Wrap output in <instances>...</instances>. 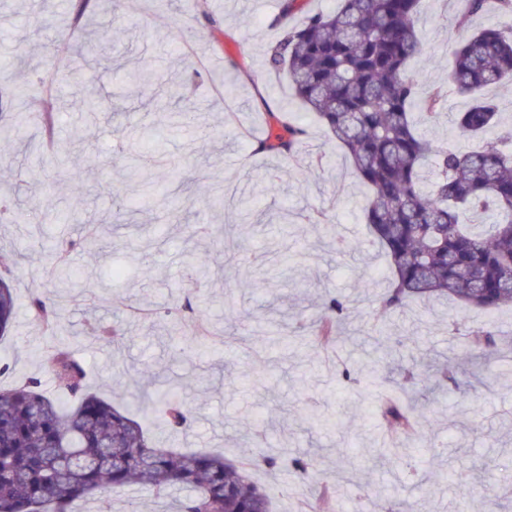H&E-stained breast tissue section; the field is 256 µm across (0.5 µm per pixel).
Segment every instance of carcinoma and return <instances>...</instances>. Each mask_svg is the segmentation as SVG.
<instances>
[{
  "label": "carcinoma",
  "mask_w": 512,
  "mask_h": 512,
  "mask_svg": "<svg viewBox=\"0 0 512 512\" xmlns=\"http://www.w3.org/2000/svg\"><path fill=\"white\" fill-rule=\"evenodd\" d=\"M419 3L341 0L339 8L293 25L300 4L281 0L273 22L280 35L269 45L267 61L288 76L298 99L341 144L370 190L363 220L389 259L382 312L449 296L492 315L512 307V129L500 126L497 102L487 89L512 80V32L477 30L454 48L449 81L469 105L452 122L462 135L485 143L477 151L450 149L420 130L435 118L439 95L423 94L409 74L411 61L423 53L416 30ZM126 77L139 89L159 82L147 61L128 69ZM75 93L79 111L101 110L89 85ZM270 118L286 135L262 142L263 150L295 152L306 131L286 110ZM431 158L437 176L426 183L423 169ZM467 213L489 214L492 223L467 224ZM100 242L95 226L79 241H55L57 275H69L65 257L75 248L93 251ZM212 263L213 250L196 252L189 270L203 281ZM323 308L309 335L326 347L335 342L348 307L331 298ZM16 313L6 268L0 273V337ZM31 314L46 334L55 332L56 303L37 296ZM495 336L491 320L469 330L461 359L488 355ZM50 372L49 389L37 377L0 389V512H74L76 501L96 502L104 491L130 484L158 494L188 488L178 512H271L269 495L244 464L222 454L157 446L149 425L157 422L177 435L194 419V407L180 396V381L158 376L152 393L134 384L135 416L90 390L87 366L71 344L58 342ZM429 412L393 401L378 408L388 425L406 435Z\"/></svg>",
  "instance_id": "1"
}]
</instances>
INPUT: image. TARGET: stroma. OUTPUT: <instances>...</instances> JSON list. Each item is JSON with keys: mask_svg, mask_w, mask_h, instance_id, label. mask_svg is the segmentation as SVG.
<instances>
[{"mask_svg": "<svg viewBox=\"0 0 512 512\" xmlns=\"http://www.w3.org/2000/svg\"><path fill=\"white\" fill-rule=\"evenodd\" d=\"M253 0H122L110 10L105 0H0V200L12 204L0 223V254L19 252L12 285L19 306L15 323L0 338V360L10 372L0 386L29 378L49 381V358L56 337L43 335L28 305L46 296L63 308L59 336L71 343L90 371L91 385L121 400L127 385L140 380L145 364L159 362L165 376L184 382L183 397L196 405L190 432L170 439L173 448L249 455L254 446L287 449L288 462L273 470L252 469L267 490L273 512H512V309L494 317L501 359L466 362L458 386L409 387L399 380L406 349L383 358L380 333L418 337L433 369L462 353L466 342L452 334V318L485 321L483 311L461 312L452 303L419 302L378 317L387 286L388 260L369 241L362 209L369 191L357 178L343 148L306 111L288 84L267 66L269 45L279 30L269 11ZM461 0H421L417 30L425 54L410 69L422 90L441 89L439 117L424 131L438 142L455 143L449 116L468 101L448 81L451 49L467 30L512 27V14L496 0L460 29ZM105 28L112 60L92 65L79 60L90 32ZM75 58V73L92 77L109 113L93 117L61 106L53 131L76 150L65 164L44 152L46 134L39 106L41 80L60 51ZM28 58L27 70L14 65ZM150 61L162 77L148 90L129 89L123 76L139 61ZM175 112L163 121L157 102ZM289 110L307 136L290 155L259 152L258 141L279 133L269 115ZM30 118L27 135L41 155L18 151L11 128L17 112ZM138 145L141 162L158 195L142 204L127 194V157ZM81 171L87 189L74 198L69 180ZM224 189V207L210 205V189ZM73 216L70 224L44 220L47 208ZM186 221L175 224L172 212ZM88 224L100 225L101 248L74 257V276L64 286L51 274L46 250L56 237L80 238ZM336 227L326 234L325 225ZM224 233L227 257L240 260L268 254L265 265L241 271L212 265L203 284L186 272V255L208 247L191 235L194 227ZM345 240L347 250L336 248ZM95 280V298L79 284ZM338 297L350 317L332 349L309 339H280L281 314L317 322L326 299ZM191 300L198 317L215 333L204 356H179L175 328L163 317L172 304ZM118 325L132 340L105 345L89 336V325ZM381 360L376 387L357 396L341 368L362 375ZM427 404L435 412L433 440L447 448L435 458L411 440L368 417V406L387 399ZM315 406L322 425L302 415ZM412 454H405V446ZM348 451L341 459L336 448ZM382 448L385 458L373 456ZM310 455L318 473L300 479L292 458ZM183 489L158 498L129 486L109 492L111 512H165L186 497Z\"/></svg>", "mask_w": 512, "mask_h": 512, "instance_id": "1", "label": "stroma"}]
</instances>
